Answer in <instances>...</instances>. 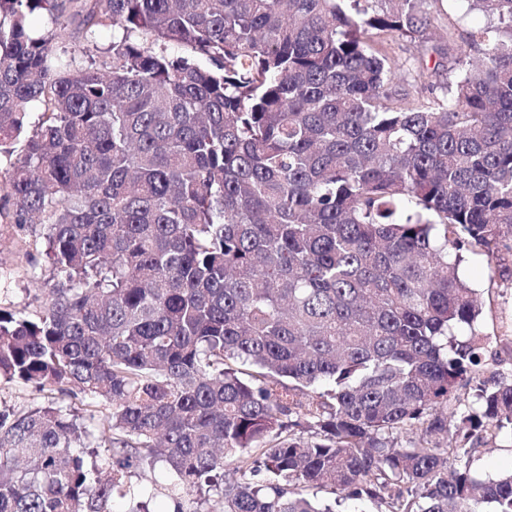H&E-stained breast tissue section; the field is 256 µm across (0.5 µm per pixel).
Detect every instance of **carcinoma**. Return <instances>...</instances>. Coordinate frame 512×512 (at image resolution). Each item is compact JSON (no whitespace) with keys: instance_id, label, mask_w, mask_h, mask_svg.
Returning a JSON list of instances; mask_svg holds the SVG:
<instances>
[{"instance_id":"1","label":"carcinoma","mask_w":512,"mask_h":512,"mask_svg":"<svg viewBox=\"0 0 512 512\" xmlns=\"http://www.w3.org/2000/svg\"><path fill=\"white\" fill-rule=\"evenodd\" d=\"M379 2L0 0V224L49 263L0 308V379L48 396L0 409V512H153L157 461L207 512H512L457 463L512 382L429 440L482 360L463 253L512 251V0H465L481 63L407 107L381 46L423 0ZM94 27L112 66L56 61Z\"/></svg>"}]
</instances>
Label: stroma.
Wrapping results in <instances>:
<instances>
[{"label":"stroma","mask_w":512,"mask_h":512,"mask_svg":"<svg viewBox=\"0 0 512 512\" xmlns=\"http://www.w3.org/2000/svg\"><path fill=\"white\" fill-rule=\"evenodd\" d=\"M427 26L416 40L386 39L384 49L402 67L400 87L408 100L441 94L452 78L460 58L477 63V54L463 55L460 33L484 25L482 16L466 13L460 0H424ZM112 39L109 30L89 34L86 41L66 39L55 42V52L77 67L102 66ZM0 270L8 278L0 282V308L21 313L38 309L44 284L33 275L17 246L16 228L0 224ZM459 272L471 282L483 301L478 330L485 354L476 376L477 382L493 386L498 381L512 382V282L495 272V265L481 252L467 254ZM473 471L482 478L512 468V437L500 434L487 437L470 456Z\"/></svg>","instance_id":"35a3bbf8"}]
</instances>
